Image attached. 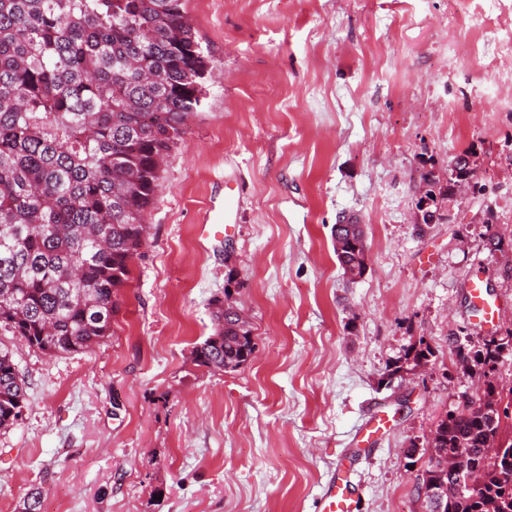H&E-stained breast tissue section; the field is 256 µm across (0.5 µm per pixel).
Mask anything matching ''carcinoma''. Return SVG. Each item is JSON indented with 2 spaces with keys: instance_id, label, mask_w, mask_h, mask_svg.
<instances>
[{
  "instance_id": "carcinoma-1",
  "label": "carcinoma",
  "mask_w": 512,
  "mask_h": 512,
  "mask_svg": "<svg viewBox=\"0 0 512 512\" xmlns=\"http://www.w3.org/2000/svg\"><path fill=\"white\" fill-rule=\"evenodd\" d=\"M211 60L185 0H0V337L49 359L85 353L112 336L148 236L161 166L201 105ZM472 153L448 162L449 193L477 177ZM346 240L340 268L362 245ZM255 351L247 323L214 311V333L197 344V366L236 371ZM507 348L457 347L463 372L488 380L486 401L447 412L432 431L418 485L425 512H512V386L492 381ZM26 402L13 351L0 340V431ZM501 445L486 454L488 441ZM482 483L458 488L440 469L448 457ZM447 484L444 496H436Z\"/></svg>"
}]
</instances>
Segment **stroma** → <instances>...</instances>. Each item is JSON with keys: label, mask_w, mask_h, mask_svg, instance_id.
Returning a JSON list of instances; mask_svg holds the SVG:
<instances>
[{"label": "stroma", "mask_w": 512, "mask_h": 512, "mask_svg": "<svg viewBox=\"0 0 512 512\" xmlns=\"http://www.w3.org/2000/svg\"><path fill=\"white\" fill-rule=\"evenodd\" d=\"M185 9L214 63L206 95L163 166L111 337L52 361L13 345L27 401L0 431V512L34 490L41 512H316L340 462L359 512H424L431 432L481 392L455 346L512 332V0ZM465 150L484 192L437 196L452 220L417 223L423 175L446 181ZM228 199V232L201 237ZM349 214L369 255L354 282L332 236ZM226 295L255 351L207 371L192 350ZM421 343L426 365L386 382ZM376 406L385 432L357 447Z\"/></svg>", "instance_id": "obj_1"}]
</instances>
